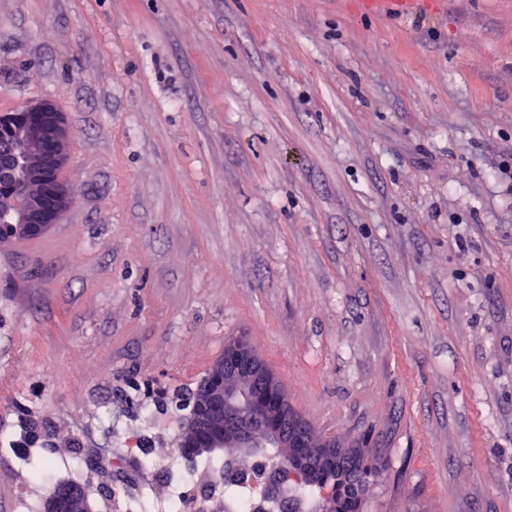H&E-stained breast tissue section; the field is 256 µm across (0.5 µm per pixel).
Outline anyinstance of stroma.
Returning <instances> with one entry per match:
<instances>
[{"label":"stroma","instance_id":"stroma-1","mask_svg":"<svg viewBox=\"0 0 512 512\" xmlns=\"http://www.w3.org/2000/svg\"><path fill=\"white\" fill-rule=\"evenodd\" d=\"M75 202L0 244V430L248 341L360 449L361 512H512V0H0V113ZM434 5L436 4L427 0H364V6L370 10H382L400 16L411 15ZM20 112L26 116L23 133L33 139L36 149L28 162L15 223L21 237H30L57 224L73 203L74 193L56 180L68 154L69 133L64 114L50 101L25 105Z\"/></svg>","mask_w":512,"mask_h":512}]
</instances>
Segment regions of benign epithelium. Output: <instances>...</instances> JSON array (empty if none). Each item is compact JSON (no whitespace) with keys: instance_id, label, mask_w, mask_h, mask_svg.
I'll return each instance as SVG.
<instances>
[{"instance_id":"1","label":"benign epithelium","mask_w":512,"mask_h":512,"mask_svg":"<svg viewBox=\"0 0 512 512\" xmlns=\"http://www.w3.org/2000/svg\"><path fill=\"white\" fill-rule=\"evenodd\" d=\"M21 114L26 116L23 133L33 139L35 155L28 162L16 224L20 236L30 237L58 223L73 203L74 193L56 180L68 154L64 114L50 101L25 105ZM229 366L237 368L248 381L249 391L240 395L222 387L211 390L202 417L187 424V436L192 439L204 429L214 448H250L266 444V436L258 426L271 422L277 447H302L303 440L295 428L265 406L270 392L277 388V380L258 353L246 341L239 340L226 348L219 370ZM73 506L80 507V512H96L97 503L81 486L63 483L47 496L43 512H69Z\"/></svg>"}]
</instances>
